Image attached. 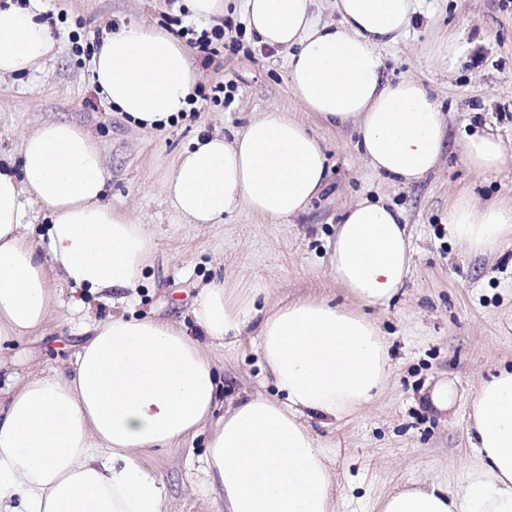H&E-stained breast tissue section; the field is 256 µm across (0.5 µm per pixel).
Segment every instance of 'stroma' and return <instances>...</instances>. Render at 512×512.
I'll return each instance as SVG.
<instances>
[{
  "label": "stroma",
  "instance_id": "1",
  "mask_svg": "<svg viewBox=\"0 0 512 512\" xmlns=\"http://www.w3.org/2000/svg\"><path fill=\"white\" fill-rule=\"evenodd\" d=\"M43 17L61 52L42 68L0 80V164L19 166L24 134L40 125L70 121L98 138L110 171L106 199L147 224L153 246L139 285L118 291L63 289L42 332L0 347V388L72 367L86 327L112 313L166 320L196 331V300L214 277L259 292L257 307L310 298L355 308L330 275L329 255L344 211L362 199L400 210L414 248L412 271L391 301L367 307L389 356L384 391L349 420L307 424L330 449L336 476V512H373L377 498L417 481L460 490L476 461L467 438L469 399L479 384L512 363V245L471 253L448 236V203L467 193L476 204L512 207V0H418L408 31L382 50L384 75L427 86L448 125V148L425 179L399 185L374 173L357 146L353 125L330 126L293 96L288 52L257 44L246 32L243 0H227L224 14L192 21L187 0H42ZM158 29H223L211 57L189 54L201 93L194 111L167 128L128 122L97 93L92 59L97 34L130 23ZM457 31L471 45L456 68L448 66L444 39ZM224 83L230 101L212 97ZM280 108L303 121L328 158L325 189L308 209L272 223L240 208L223 223L183 220L161 185L174 159L195 138L220 132L233 139L260 112ZM488 130L507 155L498 172L478 176L461 159L467 136ZM222 399L278 393L257 351V327L234 344L206 343ZM458 390L442 415L423 398L438 381ZM211 428L170 448L156 449L146 467L163 487L174 512H224L223 500L203 485Z\"/></svg>",
  "mask_w": 512,
  "mask_h": 512
}]
</instances>
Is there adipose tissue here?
I'll list each match as a JSON object with an SVG mask.
<instances>
[{
    "instance_id": "obj_1",
    "label": "adipose tissue",
    "mask_w": 512,
    "mask_h": 512,
    "mask_svg": "<svg viewBox=\"0 0 512 512\" xmlns=\"http://www.w3.org/2000/svg\"><path fill=\"white\" fill-rule=\"evenodd\" d=\"M313 0H246L249 32L288 49L289 86L328 125L353 123L369 167L409 185L434 172L446 147L441 113L419 81L383 76L382 46L410 25L414 0H336L339 24ZM36 0L0 9V76L40 68L58 44ZM100 94L128 121L164 127L190 107L195 72L185 47L143 24L120 26L92 62ZM499 135L466 137L474 173L497 171ZM327 157L292 113L262 112L233 141L214 133L181 153L165 197L192 224H219L238 208L278 222L304 212L325 185ZM109 171L99 143L71 122L25 138L19 171L0 167V345L40 329L61 286L134 287L152 238L103 200ZM50 213L48 247L23 235L26 199ZM448 233L483 252L512 235V208L448 207ZM412 248L401 212L365 199L336 226L330 273L358 302L378 305L403 286ZM257 294L210 281L195 318L205 336L234 342L260 317L258 349L284 401L250 395L215 416L214 364L200 341L168 321L115 314L93 324L72 369L32 377L0 406V500L12 512H162L164 492L144 460L214 429L204 471L224 512H335L328 451L305 420L340 421L385 386L387 347L366 314L306 299L258 315ZM468 440L477 464L464 494L426 482L397 489L377 512H512V368L473 393Z\"/></svg>"
}]
</instances>
